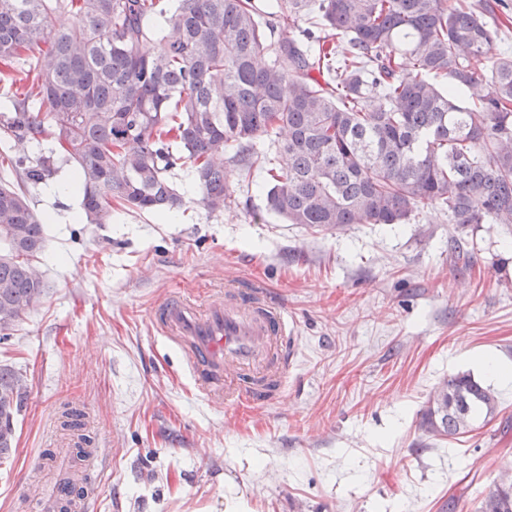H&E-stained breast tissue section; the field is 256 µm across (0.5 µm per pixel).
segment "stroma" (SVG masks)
Instances as JSON below:
<instances>
[{
  "instance_id": "1",
  "label": "stroma",
  "mask_w": 512,
  "mask_h": 512,
  "mask_svg": "<svg viewBox=\"0 0 512 512\" xmlns=\"http://www.w3.org/2000/svg\"><path fill=\"white\" fill-rule=\"evenodd\" d=\"M75 167L24 184L47 217L32 261L44 290L0 364L27 385L0 459V512L36 481L46 450L82 412L110 475L96 512H474L485 486L512 478V224L449 223L427 209L406 224L321 229L265 214L256 172L236 167V205L211 213L185 170L183 211H124L77 223ZM263 280L296 332L288 379L264 405L225 408L196 394L185 356L150 323L173 292ZM468 373L494 417L435 437L421 427L435 387Z\"/></svg>"
}]
</instances>
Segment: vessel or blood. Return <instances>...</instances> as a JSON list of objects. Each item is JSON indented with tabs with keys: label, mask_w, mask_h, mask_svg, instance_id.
<instances>
[{
	"label": "vessel or blood",
	"mask_w": 512,
	"mask_h": 512,
	"mask_svg": "<svg viewBox=\"0 0 512 512\" xmlns=\"http://www.w3.org/2000/svg\"><path fill=\"white\" fill-rule=\"evenodd\" d=\"M157 334L182 349L197 392L217 406L258 404L282 385L294 356L295 333L285 308L253 281L207 295L200 304L175 294L151 314ZM91 491L73 495L55 485L41 497V512L73 503L86 512Z\"/></svg>",
	"instance_id": "b4317fda"
}]
</instances>
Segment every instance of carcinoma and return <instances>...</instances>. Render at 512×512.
<instances>
[{
	"mask_svg": "<svg viewBox=\"0 0 512 512\" xmlns=\"http://www.w3.org/2000/svg\"><path fill=\"white\" fill-rule=\"evenodd\" d=\"M66 14L73 23L55 25ZM499 30L491 0H0V87L15 101L0 131L22 145L54 136L15 167L38 184L55 157L76 164L85 224L112 223L118 206L182 208L168 172L184 166L198 202L221 212L230 164L263 173L266 211L291 224H405L429 207L450 224H512ZM482 80L487 93L463 103ZM44 248L43 218L0 176V340L42 294L31 261ZM26 393L0 364V458ZM496 407L458 373L422 427L453 437ZM63 417L86 457L81 413ZM475 512H512V480L481 491Z\"/></svg>",
	"mask_w": 512,
	"mask_h": 512,
	"instance_id": "carcinoma-1",
	"label": "carcinoma"
}]
</instances>
